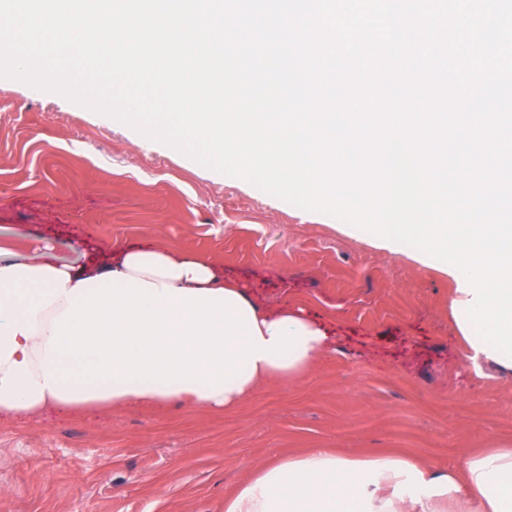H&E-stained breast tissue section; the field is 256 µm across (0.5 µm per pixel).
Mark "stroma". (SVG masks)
<instances>
[{
	"label": "stroma",
	"instance_id": "35a3bbf8",
	"mask_svg": "<svg viewBox=\"0 0 512 512\" xmlns=\"http://www.w3.org/2000/svg\"><path fill=\"white\" fill-rule=\"evenodd\" d=\"M4 240L16 260L47 247L72 266L98 242L160 243L338 336L306 380L264 385L231 411L49 408L1 423L0 512H224L257 468L311 448L460 470L512 443V371L465 361L446 271L11 79H0Z\"/></svg>",
	"mask_w": 512,
	"mask_h": 512
}]
</instances>
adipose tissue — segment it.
I'll list each match as a JSON object with an SVG mask.
<instances>
[{
    "instance_id": "ef3b65f1",
    "label": "adipose tissue",
    "mask_w": 512,
    "mask_h": 512,
    "mask_svg": "<svg viewBox=\"0 0 512 512\" xmlns=\"http://www.w3.org/2000/svg\"><path fill=\"white\" fill-rule=\"evenodd\" d=\"M336 351L305 308L269 307L204 256L132 246L73 269L48 251L15 261L0 244V423L177 402L229 411L263 384L303 381ZM512 512V448L463 472L410 456L312 448L257 470L224 512Z\"/></svg>"
}]
</instances>
